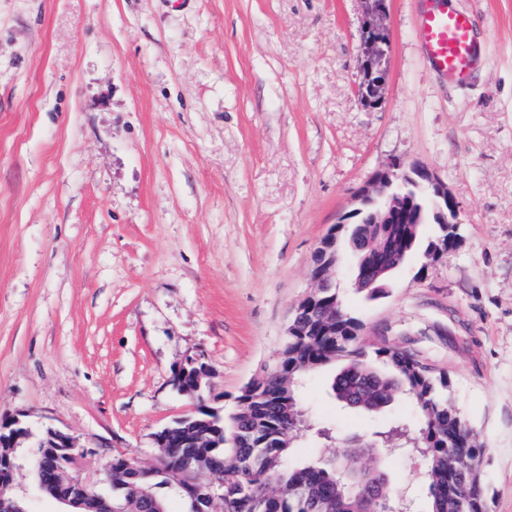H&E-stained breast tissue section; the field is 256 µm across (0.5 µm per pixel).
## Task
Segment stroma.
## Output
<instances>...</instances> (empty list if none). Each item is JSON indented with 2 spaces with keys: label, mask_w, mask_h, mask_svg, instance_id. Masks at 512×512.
I'll list each match as a JSON object with an SVG mask.
<instances>
[{
  "label": "stroma",
  "mask_w": 512,
  "mask_h": 512,
  "mask_svg": "<svg viewBox=\"0 0 512 512\" xmlns=\"http://www.w3.org/2000/svg\"><path fill=\"white\" fill-rule=\"evenodd\" d=\"M380 102L362 104L361 0H0V418L30 431L16 491L58 512L30 463L46 426L142 462L204 403L230 413L271 367L311 291L314 250L378 171L424 165L457 205L458 242L416 251L368 299L340 294L366 341L420 352L487 453L489 512H512V0H452L481 58L448 83L416 32L426 0H386ZM208 370L201 399L174 372ZM310 374L304 406L342 441L376 414ZM426 512L420 460L364 456Z\"/></svg>",
  "instance_id": "stroma-1"
}]
</instances>
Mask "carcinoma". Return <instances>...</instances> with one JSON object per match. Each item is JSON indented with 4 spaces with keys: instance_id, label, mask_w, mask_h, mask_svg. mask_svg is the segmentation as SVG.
<instances>
[{
    "instance_id": "1",
    "label": "carcinoma",
    "mask_w": 512,
    "mask_h": 512,
    "mask_svg": "<svg viewBox=\"0 0 512 512\" xmlns=\"http://www.w3.org/2000/svg\"><path fill=\"white\" fill-rule=\"evenodd\" d=\"M387 234L383 257L403 263L420 245V226L384 225ZM322 312L304 336L290 334L278 352L274 368L263 370L247 394L237 397L228 416L198 402L194 420H208L199 430L176 424L169 428L171 448L161 461L140 462L122 454L112 456V512H138L149 506L168 512L169 499L178 497L179 485L191 472L202 486L198 503L184 501V512H210L208 486L220 481V493L231 512H384L396 506L394 489L378 480L379 500L367 504L349 496L370 475L358 466L362 448L342 449L328 458L296 460L293 442L303 431L325 440L333 430L309 417L302 407L298 385L308 374L345 359L332 383L336 399L375 412L397 398L413 409L411 427L391 422L372 433L376 453L394 446L406 448L424 461L422 485L430 512H488L487 485L481 470L486 448L477 444L462 415L450 403L445 374L423 369L411 349L384 344L374 349L375 359L387 366L376 369L368 360L363 326L348 315L339 291L323 294ZM50 482L60 458L50 448L37 449ZM466 461L473 476L463 479L448 469V459Z\"/></svg>"
}]
</instances>
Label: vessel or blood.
<instances>
[{
    "label": "vessel or blood",
    "instance_id": "obj_1",
    "mask_svg": "<svg viewBox=\"0 0 512 512\" xmlns=\"http://www.w3.org/2000/svg\"><path fill=\"white\" fill-rule=\"evenodd\" d=\"M419 36L430 64L448 80L465 81L479 62L469 12L430 6L420 17Z\"/></svg>",
    "mask_w": 512,
    "mask_h": 512
}]
</instances>
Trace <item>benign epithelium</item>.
Returning <instances> with one entry per match:
<instances>
[{"instance_id": "benign-epithelium-1", "label": "benign epithelium", "mask_w": 512, "mask_h": 512, "mask_svg": "<svg viewBox=\"0 0 512 512\" xmlns=\"http://www.w3.org/2000/svg\"><path fill=\"white\" fill-rule=\"evenodd\" d=\"M365 7L367 30L374 33L382 32V10L374 0H362ZM385 79L371 84L361 83L360 96L366 105L380 101ZM424 198L431 210L435 223L447 227V231L456 229L457 202L448 187L442 184L427 168L413 165L405 168L398 164L374 175L369 186L360 190L357 197L358 207L351 215L356 217L351 228V242L357 254V272L353 280L355 288H371L376 280L383 275L382 271L372 272L363 262L381 251V227L384 224H419L421 223L422 207L418 206V198ZM345 228L339 222L321 239L316 247L312 260V279L314 291L307 295L294 309L291 326L294 329L302 326L300 319L312 312L315 298L331 288H338L336 282L339 253L337 248L338 233ZM49 448L65 449V465L60 470V480L67 485L68 492L56 496L62 506L61 512H74L87 501H97L100 512H112L108 505V496L101 493L99 482L85 475L83 469L84 449L77 447L73 437L57 428H50ZM13 489V479L8 477L0 480V512H26L17 503V495H8Z\"/></svg>"}]
</instances>
